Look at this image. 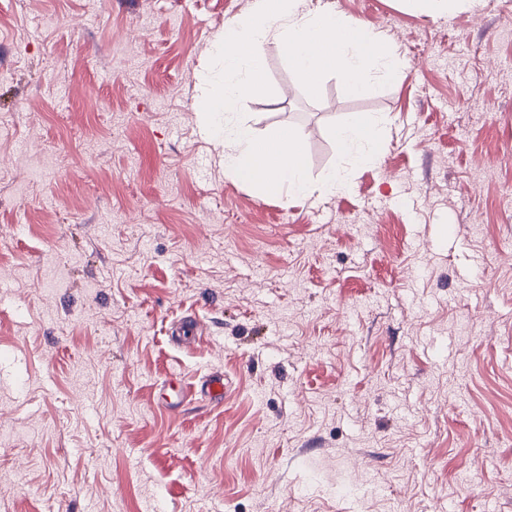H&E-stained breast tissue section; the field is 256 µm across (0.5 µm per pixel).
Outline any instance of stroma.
Listing matches in <instances>:
<instances>
[{
	"label": "stroma",
	"instance_id": "1",
	"mask_svg": "<svg viewBox=\"0 0 512 512\" xmlns=\"http://www.w3.org/2000/svg\"><path fill=\"white\" fill-rule=\"evenodd\" d=\"M404 59L257 135L377 115L345 192L262 195L202 127L254 0H0V512H512V0H330ZM200 320L193 343L173 321ZM224 403L157 405L168 374ZM416 2H419V5L430 14L436 16L449 15L460 5L475 8L481 3L480 0H417Z\"/></svg>",
	"mask_w": 512,
	"mask_h": 512
}]
</instances>
